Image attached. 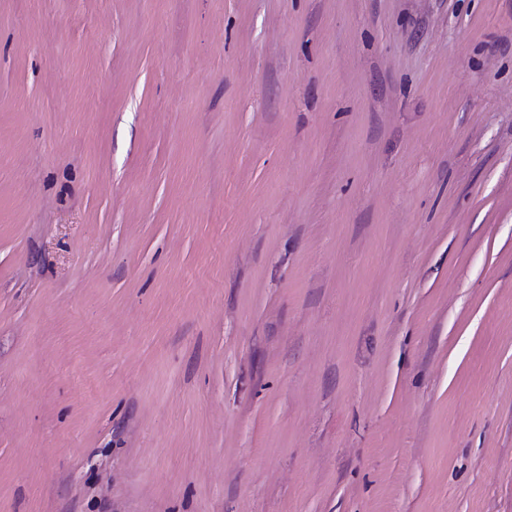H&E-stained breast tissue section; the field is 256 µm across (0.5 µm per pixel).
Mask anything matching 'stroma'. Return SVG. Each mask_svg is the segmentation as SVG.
Instances as JSON below:
<instances>
[{"label":"stroma","instance_id":"stroma-1","mask_svg":"<svg viewBox=\"0 0 512 512\" xmlns=\"http://www.w3.org/2000/svg\"><path fill=\"white\" fill-rule=\"evenodd\" d=\"M0 512H512V0H0Z\"/></svg>","mask_w":512,"mask_h":512}]
</instances>
